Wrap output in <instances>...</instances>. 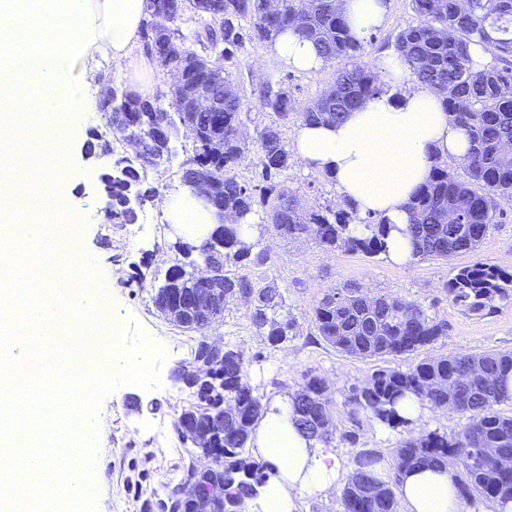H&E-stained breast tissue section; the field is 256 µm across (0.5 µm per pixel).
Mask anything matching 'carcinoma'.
<instances>
[{
  "label": "carcinoma",
  "mask_w": 512,
  "mask_h": 512,
  "mask_svg": "<svg viewBox=\"0 0 512 512\" xmlns=\"http://www.w3.org/2000/svg\"><path fill=\"white\" fill-rule=\"evenodd\" d=\"M224 15L200 12L193 0H145L144 39L154 30H168L178 43L190 42L170 60L183 72V83L171 88L168 98L148 100L122 87L115 97L100 101L105 120L96 134L100 153H114L112 115L126 114V135L141 141L137 157L118 154L114 172L103 175L104 190L112 198L106 220L121 228L136 220L132 201L144 204L156 190L138 186L149 171L171 162L170 135L181 127L193 130L194 148L182 162V173L203 172L214 184V205L233 212L238 223L196 239L180 238L173 244L182 260L172 265L164 282L155 289L153 304L164 319L184 332L201 333L224 320L229 303L251 306L252 324L278 342L287 336L293 319L279 318L280 291L252 277L253 268L270 260L259 242L245 237L244 229L265 225L272 233L288 238L307 237L325 250L341 249L369 256L386 253L390 225L370 215L361 217L347 202L302 211L296 191L282 176L294 161L281 136L280 126L292 114L303 123H331L361 101L384 90L377 68L365 60L374 36L357 37L348 27L336 0H280L277 17L266 14L262 0H223ZM415 19L393 36V48L408 67L413 83L428 85L443 95L451 119L465 128L469 149L463 160L466 177L448 171L435 161L428 180L420 186L409 206L407 230L420 259L447 260L474 252L482 240L507 217L512 204V0H409ZM290 29L310 41L322 58V67L338 62L333 81L317 98L319 110L294 112L293 94L280 81L267 83L260 107L275 120L255 129L246 142L241 129L246 104L235 94L224 95V111L195 112L188 89L206 80L220 89L234 86L222 66L210 60L223 45L229 59L247 43L265 45ZM479 45L490 61L476 67L470 47ZM259 171V181L240 179L244 162ZM363 232L356 233L355 225ZM214 265L224 275L220 299L210 300L190 287L199 266ZM448 302L472 316L494 313L501 303H512V271L476 260L454 274L442 288ZM318 335L337 352L360 359H376L413 353L445 335L448 323L437 319L425 306L387 294L367 295L353 283L330 288L313 306ZM192 370L179 373L191 391L192 401L177 419V432L187 440L196 433L193 454L208 455L211 465H190L182 475H192L207 492V499L190 504L176 498L173 486L165 512H240L242 499L255 498L272 470L249 452L255 424L266 404L248 380L243 355L224 350L219 364L210 358L205 341L196 343ZM512 351L488 350L458 356L424 358L405 369L382 367L365 383L349 389L345 404L352 420L365 417L393 430L411 424L397 411L400 401L415 396L433 408L456 412L460 428L448 435L436 430L409 436L394 450L396 469L438 468L448 459L458 467V488L463 501L512 503V469L500 459L512 457V415L499 406L512 402ZM456 389L448 400V386ZM326 380L307 372L291 394L295 421L310 438L329 448L336 441L356 443L353 432L337 433L332 427V408L326 397ZM484 448L495 449L485 455ZM380 455L371 448L359 451L353 474L341 491L343 512H397L396 480L377 476ZM365 482L380 487L368 498L360 492Z\"/></svg>",
  "instance_id": "carcinoma-1"
}]
</instances>
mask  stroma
<instances>
[{"label": "stroma", "mask_w": 512, "mask_h": 512, "mask_svg": "<svg viewBox=\"0 0 512 512\" xmlns=\"http://www.w3.org/2000/svg\"><path fill=\"white\" fill-rule=\"evenodd\" d=\"M148 56L146 44L141 41L123 68L104 65L84 74L91 107L79 114L67 147L70 173L65 182L72 194L73 210L85 223L77 232L80 248L94 261L96 275L105 286L103 314L125 331L143 330L165 350L159 386L146 389L121 385L102 400L96 412L98 451L92 470L97 487L95 512H163L161 503L170 486L192 460L188 444H181L179 453L173 454L156 447L152 437L156 425L170 434L175 431L177 417L190 395L174 374L189 365L198 340L197 334L182 332L160 317L152 303L155 287L163 282L174 263L170 245L177 237L175 227L164 223L161 208L154 202L143 205L135 223L108 230L105 214L109 200L102 190L100 175L113 159L87 149L93 132L103 123L98 103L107 84L143 91L148 99L168 95L172 83L169 69L157 61L151 69H141V60ZM225 67L236 79L254 122L263 118L259 94L267 82L287 77L294 100L301 106L314 101L333 77L329 67L311 72L290 69L272 57L264 45L246 46L226 61ZM171 146L175 152L171 164L149 174L150 182L166 195L181 187L179 165L193 149L191 134L179 131ZM287 183L296 190L304 207L336 200L331 181L303 164L288 170ZM261 245L269 250L271 259L256 268L255 276L262 284L279 288L283 298L279 313L295 318L294 329L286 339L271 342L253 326L246 305L232 304L224 312L223 323L208 329L207 336L243 352L249 383L264 402H274L296 390L304 372L324 377L330 386L328 396L339 431L357 434L355 444L340 442L332 449L345 469H353L359 449L372 448L384 460L383 474H390L393 450L408 433L438 430L450 434L460 425L456 413L428 406L405 429L393 430L364 418L352 421L344 395L365 382L375 368L404 370L427 357L512 351V305L494 315L476 317L449 304L442 292L444 283L459 267L476 260L512 270V220L498 225L477 252L448 260L422 259L410 267L388 262L381 255L327 252L310 240L289 241L267 235ZM137 272L145 277L142 287H126V280ZM349 281L378 294L400 296L430 307L432 314L447 321V335L419 351L373 361L336 352L318 336L311 309L325 290Z\"/></svg>", "instance_id": "stroma-1"}]
</instances>
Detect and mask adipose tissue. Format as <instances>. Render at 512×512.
<instances>
[{
	"label": "adipose tissue",
	"mask_w": 512,
	"mask_h": 512,
	"mask_svg": "<svg viewBox=\"0 0 512 512\" xmlns=\"http://www.w3.org/2000/svg\"><path fill=\"white\" fill-rule=\"evenodd\" d=\"M341 11L356 35L382 27L388 0H340ZM289 68L314 71L321 61L313 45L294 33L280 35L269 46ZM386 92L366 98L334 124H300L294 142L297 158L332 180L339 200L359 215L372 214L390 224L387 257L398 264L413 260L405 233L409 201L424 184L435 157L464 159L465 131L444 111L441 94L413 84L393 51L378 60ZM165 223L183 230L219 223L216 210L194 189L185 187L161 202ZM251 446L277 470L259 501L244 500L242 512H296L299 494L327 495L348 479L340 461L319 451L317 441L298 431L291 399L273 405L255 426ZM455 463L401 472L397 492L408 512H464L457 489Z\"/></svg>",
	"instance_id": "adipose-tissue-1"
}]
</instances>
